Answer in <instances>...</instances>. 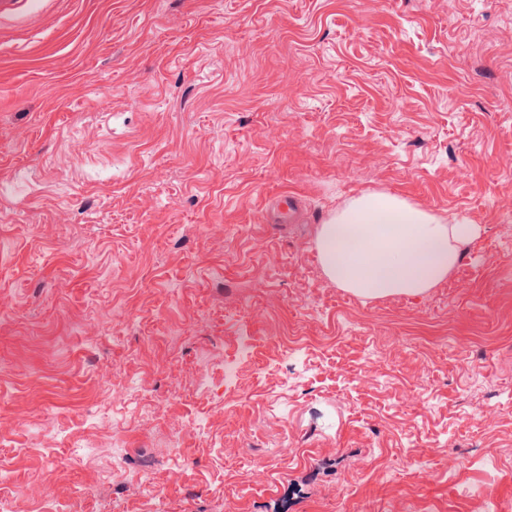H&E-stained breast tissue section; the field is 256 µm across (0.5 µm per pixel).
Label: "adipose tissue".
Instances as JSON below:
<instances>
[{
  "label": "adipose tissue",
  "mask_w": 512,
  "mask_h": 512,
  "mask_svg": "<svg viewBox=\"0 0 512 512\" xmlns=\"http://www.w3.org/2000/svg\"><path fill=\"white\" fill-rule=\"evenodd\" d=\"M475 225L447 219L389 193H368L321 225L316 247L325 276L365 299L421 296L448 279Z\"/></svg>",
  "instance_id": "1"
}]
</instances>
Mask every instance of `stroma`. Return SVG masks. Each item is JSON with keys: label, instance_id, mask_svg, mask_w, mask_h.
Masks as SVG:
<instances>
[{"label": "stroma", "instance_id": "obj_1", "mask_svg": "<svg viewBox=\"0 0 512 512\" xmlns=\"http://www.w3.org/2000/svg\"><path fill=\"white\" fill-rule=\"evenodd\" d=\"M372 192L448 280L324 275ZM0 500L512 512V0H0ZM474 224L446 218L389 193H368L336 209L316 247L325 276L365 299L421 296L448 279Z\"/></svg>", "mask_w": 512, "mask_h": 512}]
</instances>
